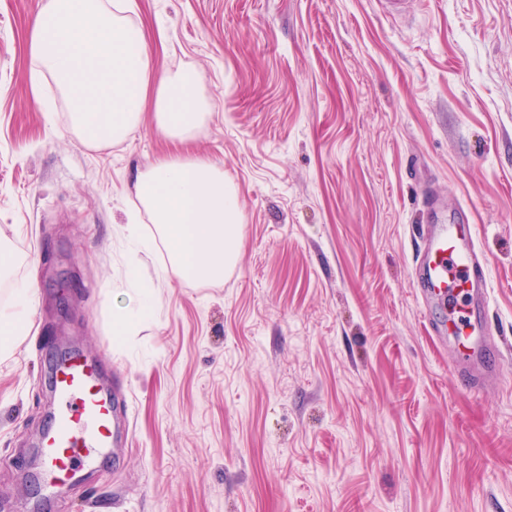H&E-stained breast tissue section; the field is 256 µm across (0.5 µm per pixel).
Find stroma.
I'll return each mask as SVG.
<instances>
[{
  "label": "stroma",
  "mask_w": 512,
  "mask_h": 512,
  "mask_svg": "<svg viewBox=\"0 0 512 512\" xmlns=\"http://www.w3.org/2000/svg\"><path fill=\"white\" fill-rule=\"evenodd\" d=\"M47 0H0V512H512V0H133L156 73L199 70L187 149L239 190L220 282L156 279L165 243L137 179L174 148L151 112L86 145L28 50ZM468 208L508 385L464 390L414 274L428 195ZM137 220L153 246L136 250ZM112 370L130 439L49 491L36 450L63 348ZM165 280V276L158 277V283L140 279L134 267H130L126 274V284L134 291L137 297V307L118 317L113 324V335L124 336L129 330L131 321L136 317H147L153 312L155 306L156 288ZM27 321L20 314L0 313V355L8 354L14 343L28 334Z\"/></svg>",
  "instance_id": "stroma-1"
}]
</instances>
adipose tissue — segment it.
I'll return each mask as SVG.
<instances>
[{"instance_id": "ef3b65f1", "label": "adipose tissue", "mask_w": 512, "mask_h": 512, "mask_svg": "<svg viewBox=\"0 0 512 512\" xmlns=\"http://www.w3.org/2000/svg\"><path fill=\"white\" fill-rule=\"evenodd\" d=\"M29 51L40 74L51 77L70 107L74 132L87 144L116 143L137 129L145 107L174 143L191 141L208 116L197 91L200 75L179 70L155 76L143 28L110 0H49L36 17ZM137 198L167 246L168 266L186 280L217 282L235 264L242 204L224 171L199 155H172L140 174ZM137 306L118 317L125 335L133 318L153 312L157 284L128 269ZM31 286L18 288L17 313H0V355L28 333L20 311Z\"/></svg>"}]
</instances>
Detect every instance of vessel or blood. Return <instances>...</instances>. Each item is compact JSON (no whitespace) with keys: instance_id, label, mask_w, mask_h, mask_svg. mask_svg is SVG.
<instances>
[{"instance_id":"b4317fda","label":"vessel or blood","mask_w":512,"mask_h":512,"mask_svg":"<svg viewBox=\"0 0 512 512\" xmlns=\"http://www.w3.org/2000/svg\"><path fill=\"white\" fill-rule=\"evenodd\" d=\"M428 211L416 286L424 303L441 312L431 328L448 344L453 373L465 389L476 392L502 376L489 359L490 330L478 315L489 296L487 263L465 207L447 215L432 198ZM50 387L56 412L38 451L44 480L59 487L110 449L125 445L129 426L125 403L105 386L83 352H72L54 366Z\"/></svg>"}]
</instances>
